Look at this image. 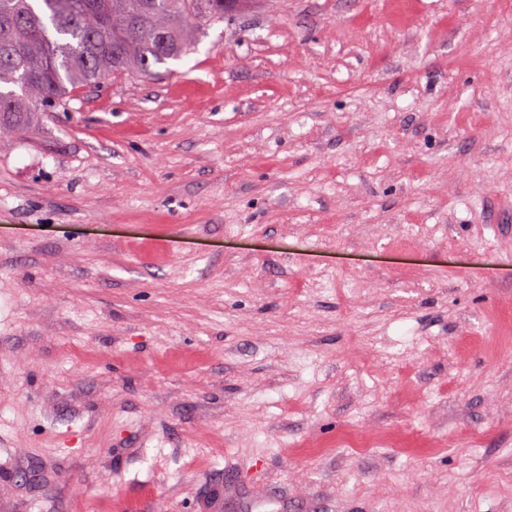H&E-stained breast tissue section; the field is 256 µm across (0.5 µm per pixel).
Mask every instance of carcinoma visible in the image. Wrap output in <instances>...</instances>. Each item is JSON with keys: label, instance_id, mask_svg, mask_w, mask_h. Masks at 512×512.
Returning a JSON list of instances; mask_svg holds the SVG:
<instances>
[{"label": "carcinoma", "instance_id": "obj_1", "mask_svg": "<svg viewBox=\"0 0 512 512\" xmlns=\"http://www.w3.org/2000/svg\"><path fill=\"white\" fill-rule=\"evenodd\" d=\"M242 0H0V135L66 105L114 74L151 75L187 55L190 22H216Z\"/></svg>", "mask_w": 512, "mask_h": 512}]
</instances>
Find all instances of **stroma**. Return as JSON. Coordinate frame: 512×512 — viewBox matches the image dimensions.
I'll return each mask as SVG.
<instances>
[{"label": "stroma", "instance_id": "1", "mask_svg": "<svg viewBox=\"0 0 512 512\" xmlns=\"http://www.w3.org/2000/svg\"><path fill=\"white\" fill-rule=\"evenodd\" d=\"M197 24L0 137V512H512V0Z\"/></svg>", "mask_w": 512, "mask_h": 512}]
</instances>
